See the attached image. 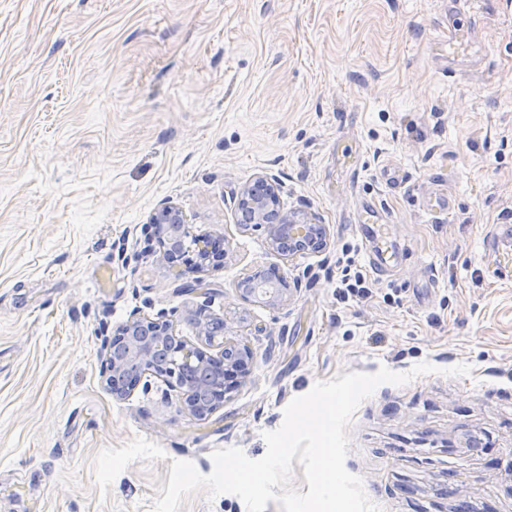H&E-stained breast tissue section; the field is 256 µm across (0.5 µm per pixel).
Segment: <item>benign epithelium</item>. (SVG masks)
Masks as SVG:
<instances>
[{"instance_id":"benign-epithelium-1","label":"benign epithelium","mask_w":512,"mask_h":512,"mask_svg":"<svg viewBox=\"0 0 512 512\" xmlns=\"http://www.w3.org/2000/svg\"><path fill=\"white\" fill-rule=\"evenodd\" d=\"M281 184L273 177L258 175L239 193L238 210L241 212L240 228L265 229L271 250L284 259L309 249L317 250L326 244L324 225L274 208L280 201ZM150 236L159 245L158 261L172 265L195 255L192 266L201 270L224 256L209 250L211 239L192 232L182 214L173 205L164 206L147 224ZM260 273L249 274L241 281L240 297L250 299L255 293L252 285L265 283ZM213 317L207 305L200 304L188 311L185 323L199 338L212 345L215 336L225 334L211 331ZM221 351L212 355L190 344L176 334V325L163 316L150 318L134 313L120 325L115 334L105 341V376L112 382V392L124 395L134 389L144 376H154L170 383L184 395L186 409L195 417H205L217 408L230 390V380L246 377L249 372L251 352L231 339H224Z\"/></svg>"}]
</instances>
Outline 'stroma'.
Returning a JSON list of instances; mask_svg holds the SVG:
<instances>
[{
  "instance_id": "35a3bbf8",
  "label": "stroma",
  "mask_w": 512,
  "mask_h": 512,
  "mask_svg": "<svg viewBox=\"0 0 512 512\" xmlns=\"http://www.w3.org/2000/svg\"><path fill=\"white\" fill-rule=\"evenodd\" d=\"M458 29L464 50L450 54ZM276 177L327 245L282 261L237 226ZM389 252L360 233L366 204ZM178 207L223 262L169 267L145 226ZM512 0H0V512H152L173 461L266 452L320 380L379 367L347 470L380 512H512ZM369 283L340 301L345 248ZM272 270L278 305L243 301ZM208 303L251 351L204 418L143 378L113 395L103 344L133 312ZM465 363L466 376L448 370Z\"/></svg>"
}]
</instances>
